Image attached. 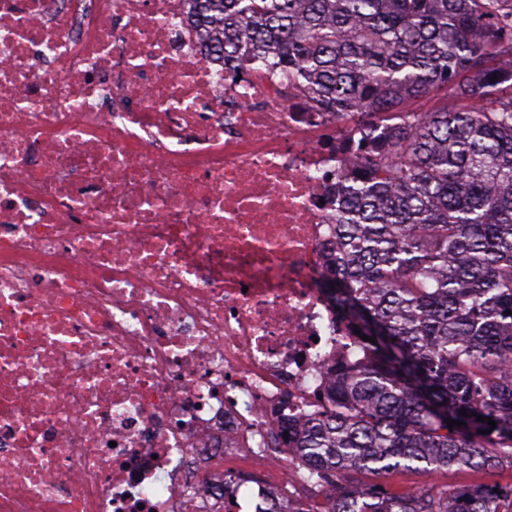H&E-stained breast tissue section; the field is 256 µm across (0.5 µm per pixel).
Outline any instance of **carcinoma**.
Instances as JSON below:
<instances>
[{"instance_id": "1", "label": "carcinoma", "mask_w": 512, "mask_h": 512, "mask_svg": "<svg viewBox=\"0 0 512 512\" xmlns=\"http://www.w3.org/2000/svg\"><path fill=\"white\" fill-rule=\"evenodd\" d=\"M189 17L221 25L230 77L263 59L370 129L323 283L366 360L270 443L296 449L323 512H512V485L381 483L512 470V0H189ZM510 480V471L505 470L499 476L478 473L468 470H456L447 472H434L425 476H417L404 471H395L382 479V482L394 494L409 493L422 482L436 481L448 482L459 486L470 485L474 482L506 483Z\"/></svg>"}]
</instances>
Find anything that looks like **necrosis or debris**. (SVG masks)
Instances as JSON below:
<instances>
[{
  "label": "necrosis or debris",
  "mask_w": 512,
  "mask_h": 512,
  "mask_svg": "<svg viewBox=\"0 0 512 512\" xmlns=\"http://www.w3.org/2000/svg\"><path fill=\"white\" fill-rule=\"evenodd\" d=\"M187 0H0V512H256L298 499L321 280L358 121L266 66L225 79Z\"/></svg>",
  "instance_id": "necrosis-or-debris-1"
}]
</instances>
